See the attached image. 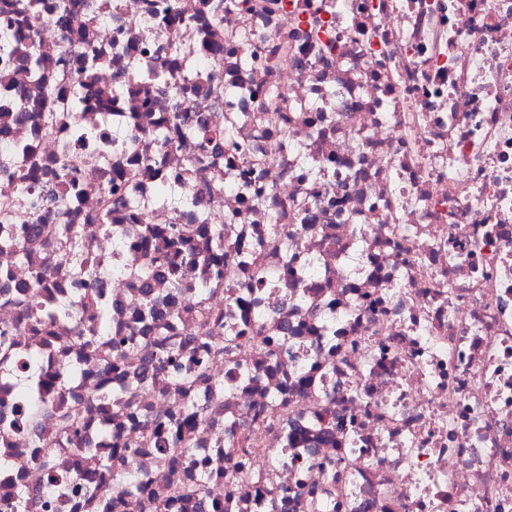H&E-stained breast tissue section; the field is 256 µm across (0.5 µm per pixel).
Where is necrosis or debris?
Segmentation results:
<instances>
[{"label": "necrosis or debris", "instance_id": "obj_1", "mask_svg": "<svg viewBox=\"0 0 512 512\" xmlns=\"http://www.w3.org/2000/svg\"><path fill=\"white\" fill-rule=\"evenodd\" d=\"M66 2L0 0L38 58L0 53V499L512 512V0ZM49 451L82 491L47 506Z\"/></svg>", "mask_w": 512, "mask_h": 512}]
</instances>
